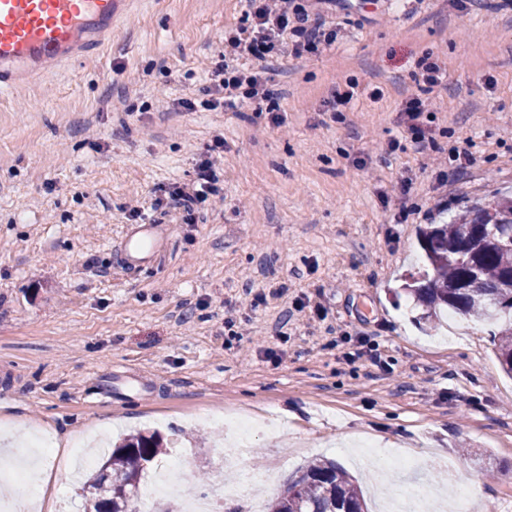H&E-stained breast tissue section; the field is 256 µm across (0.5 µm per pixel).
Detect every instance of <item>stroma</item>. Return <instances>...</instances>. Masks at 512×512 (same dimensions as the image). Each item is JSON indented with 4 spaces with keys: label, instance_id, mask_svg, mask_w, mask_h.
<instances>
[{
    "label": "stroma",
    "instance_id": "stroma-1",
    "mask_svg": "<svg viewBox=\"0 0 512 512\" xmlns=\"http://www.w3.org/2000/svg\"><path fill=\"white\" fill-rule=\"evenodd\" d=\"M246 10L134 0L98 57L0 93V455H26L52 431V508L84 512L65 481L75 440L156 430L183 454L185 497L218 465L215 444L192 437L210 428L200 405H264L282 428L257 433L242 466L273 470L267 498L317 458L361 480L370 512H384V479L444 489L439 512H459L452 469L471 512H512V378L496 327L452 316L431 335L399 293L422 266L420 225L512 190V10L348 0L335 44L276 62L284 125L252 104L184 110L180 100H203L224 32ZM429 51L447 87L423 122L443 156L465 153L460 176L436 177L402 122ZM349 80L353 100L332 112L334 84ZM218 137L224 193L204 222L185 223L161 190L194 180ZM404 181L416 206L406 218L394 198ZM136 204L165 243L129 274L116 247ZM317 303L325 320L311 317ZM288 310L287 338L273 337ZM363 338L384 368L346 362Z\"/></svg>",
    "mask_w": 512,
    "mask_h": 512
}]
</instances>
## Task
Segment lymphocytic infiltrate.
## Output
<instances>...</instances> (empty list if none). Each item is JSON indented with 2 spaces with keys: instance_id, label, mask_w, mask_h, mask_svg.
<instances>
[{
  "instance_id": "lymphocytic-infiltrate-1",
  "label": "lymphocytic infiltrate",
  "mask_w": 512,
  "mask_h": 512,
  "mask_svg": "<svg viewBox=\"0 0 512 512\" xmlns=\"http://www.w3.org/2000/svg\"><path fill=\"white\" fill-rule=\"evenodd\" d=\"M334 3L335 0H247L250 24L225 32L223 62L211 73L207 99L199 103L183 101V108L215 110L244 100H268V71L274 61L287 54L298 58L316 56L335 43L337 28L327 22L323 11L324 6ZM420 67L425 86L419 95L406 101L402 114L415 134V149L434 152L438 149L436 141L421 129L419 120L424 113L435 111L434 91L441 87L446 68L431 52L423 56ZM223 150V139H216L208 154L199 159L195 180L169 187L170 203L183 210L186 223H199L206 202L221 195L214 156Z\"/></svg>"
}]
</instances>
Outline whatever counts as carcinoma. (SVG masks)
<instances>
[{
  "label": "carcinoma",
  "instance_id": "1",
  "mask_svg": "<svg viewBox=\"0 0 512 512\" xmlns=\"http://www.w3.org/2000/svg\"><path fill=\"white\" fill-rule=\"evenodd\" d=\"M512 226V199H496L492 207L476 206L460 224H426L418 242L427 266L405 284L404 291L429 319L448 308L464 317L500 325L494 351L502 370L512 376V244L488 241L501 226ZM470 253L468 262L448 256ZM163 448L154 433L123 438L83 486L88 512H136L142 473ZM269 512H368L357 481L336 462L321 460L301 468L270 504Z\"/></svg>",
  "mask_w": 512,
  "mask_h": 512
}]
</instances>
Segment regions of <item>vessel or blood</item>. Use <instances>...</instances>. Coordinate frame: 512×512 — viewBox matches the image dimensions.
Listing matches in <instances>:
<instances>
[{
	"instance_id": "obj_1",
	"label": "vessel or blood",
	"mask_w": 512,
	"mask_h": 512,
	"mask_svg": "<svg viewBox=\"0 0 512 512\" xmlns=\"http://www.w3.org/2000/svg\"><path fill=\"white\" fill-rule=\"evenodd\" d=\"M131 0H0V92L103 46ZM159 225L128 226L117 251L129 273L159 252Z\"/></svg>"
}]
</instances>
